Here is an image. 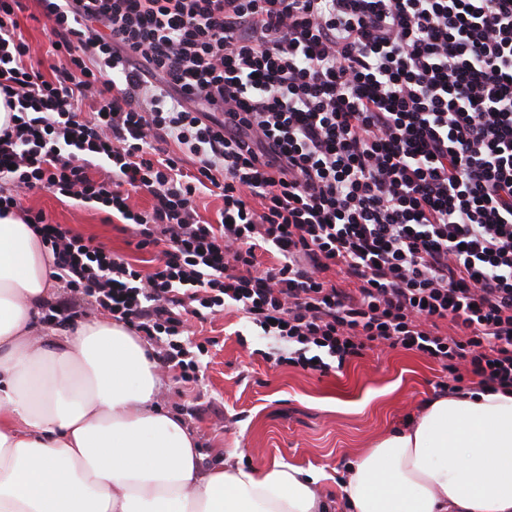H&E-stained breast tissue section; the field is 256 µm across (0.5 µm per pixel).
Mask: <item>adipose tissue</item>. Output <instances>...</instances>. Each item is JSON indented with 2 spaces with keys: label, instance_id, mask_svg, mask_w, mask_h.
I'll return each instance as SVG.
<instances>
[{
  "label": "adipose tissue",
  "instance_id": "obj_1",
  "mask_svg": "<svg viewBox=\"0 0 512 512\" xmlns=\"http://www.w3.org/2000/svg\"><path fill=\"white\" fill-rule=\"evenodd\" d=\"M53 256L0 218V512H327L317 473L202 468L152 349L105 317L36 329ZM343 512H512V394L437 397L352 462Z\"/></svg>",
  "mask_w": 512,
  "mask_h": 512
}]
</instances>
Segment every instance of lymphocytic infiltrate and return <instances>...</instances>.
<instances>
[{
  "label": "lymphocytic infiltrate",
  "mask_w": 512,
  "mask_h": 512,
  "mask_svg": "<svg viewBox=\"0 0 512 512\" xmlns=\"http://www.w3.org/2000/svg\"><path fill=\"white\" fill-rule=\"evenodd\" d=\"M0 99V218L69 291L44 321L91 306L188 385V316L233 304L278 366L382 343L436 395L512 392V0H0ZM23 188L110 210L149 271ZM28 13L20 15V24L24 36L30 45L34 57L45 56L50 48L48 28L45 21L37 23L27 17Z\"/></svg>",
  "instance_id": "f902f5d3"
}]
</instances>
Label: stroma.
Instances as JSON below:
<instances>
[{"label": "stroma", "mask_w": 512, "mask_h": 512, "mask_svg": "<svg viewBox=\"0 0 512 512\" xmlns=\"http://www.w3.org/2000/svg\"><path fill=\"white\" fill-rule=\"evenodd\" d=\"M24 205L45 211L59 224L78 229L113 252L135 259L128 232L104 212L59 200L46 191L23 192ZM193 341L210 340L197 385L211 409L188 416L190 396L172 372H165L161 405L184 418L207 465L230 449L245 451L244 462L262 466L282 460L325 473L317 489L336 500L338 483L355 458L388 430L417 415L434 395L442 371L419 356L380 345L342 370L319 376L291 366H273L262 352L275 348L242 312L227 307L215 319H191Z\"/></svg>", "instance_id": "1"}]
</instances>
